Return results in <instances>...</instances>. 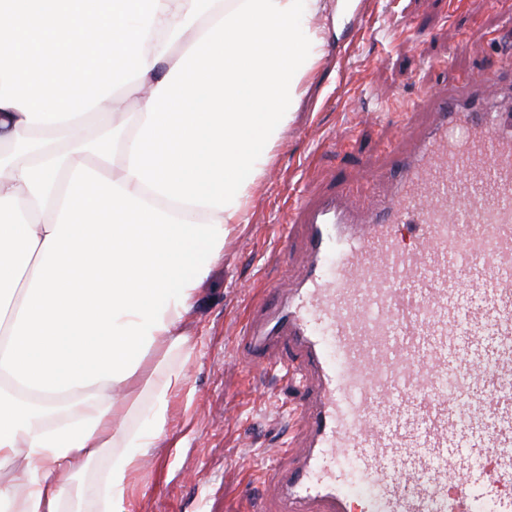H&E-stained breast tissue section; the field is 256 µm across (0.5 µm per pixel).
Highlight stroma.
<instances>
[{
  "instance_id": "1",
  "label": "stroma",
  "mask_w": 512,
  "mask_h": 512,
  "mask_svg": "<svg viewBox=\"0 0 512 512\" xmlns=\"http://www.w3.org/2000/svg\"><path fill=\"white\" fill-rule=\"evenodd\" d=\"M512 0H346L326 25L323 57L308 73L287 130L271 149L224 258L201 284L179 329L192 339L190 396L175 400L139 473L137 512H274L251 499L246 467L269 468L268 453L296 462L300 435L289 414L296 371L279 365L286 347L252 362L238 315L259 301L253 286L276 288L304 275V230L281 233L283 212L348 183L359 214L389 194L375 172L395 140L412 148L428 130L432 101L449 83L489 67L512 47ZM413 124L396 128L397 113Z\"/></svg>"
}]
</instances>
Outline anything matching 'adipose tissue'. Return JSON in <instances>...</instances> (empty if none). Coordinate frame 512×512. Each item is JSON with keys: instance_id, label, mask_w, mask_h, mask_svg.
<instances>
[{"instance_id": "obj_1", "label": "adipose tissue", "mask_w": 512, "mask_h": 512, "mask_svg": "<svg viewBox=\"0 0 512 512\" xmlns=\"http://www.w3.org/2000/svg\"><path fill=\"white\" fill-rule=\"evenodd\" d=\"M329 9L0 0V512H66L98 459L96 512H130L187 384L178 325L293 119Z\"/></svg>"}]
</instances>
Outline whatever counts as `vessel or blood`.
I'll list each match as a JSON object with an SVG mask.
<instances>
[{"label":"vessel or blood","instance_id":"obj_1","mask_svg":"<svg viewBox=\"0 0 512 512\" xmlns=\"http://www.w3.org/2000/svg\"><path fill=\"white\" fill-rule=\"evenodd\" d=\"M509 75L449 85L369 220L344 183L285 213L306 276L242 324L315 377L280 512H512V113L483 96Z\"/></svg>","mask_w":512,"mask_h":512}]
</instances>
